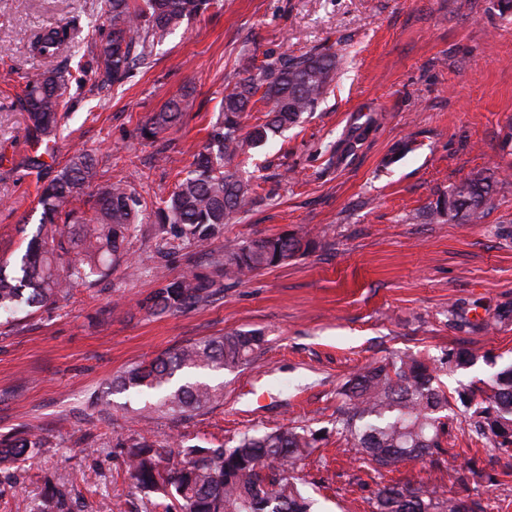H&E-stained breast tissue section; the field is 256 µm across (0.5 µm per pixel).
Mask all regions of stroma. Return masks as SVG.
Listing matches in <instances>:
<instances>
[{
	"instance_id": "35a3bbf8",
	"label": "stroma",
	"mask_w": 512,
	"mask_h": 512,
	"mask_svg": "<svg viewBox=\"0 0 512 512\" xmlns=\"http://www.w3.org/2000/svg\"><path fill=\"white\" fill-rule=\"evenodd\" d=\"M79 18L77 53L101 25L100 0H0V261L19 259L35 232L39 186L75 151H91L102 181L143 202L141 224L109 278L0 322V437L34 431L46 446L0 473V512H36L47 485L78 512H153L126 472L133 440L228 442L286 426L320 433L299 463L314 512H372L387 483L469 495L484 512H512V452L478 442L471 408L453 402L444 436L455 470L414 461L375 472L334 429L341 385L359 368L417 354L447 392L512 364V0H218L158 46L148 64L99 100L69 83L55 156L18 94L25 74L51 67L27 34ZM336 55V78L314 112L242 157L257 195L202 243L173 239L154 211L184 177L216 119L227 82L281 56ZM193 103L156 142L139 128L172 96ZM496 189L477 224L431 223L430 203L471 171ZM310 247L288 264L225 285L207 305L152 314L141 301L158 277L215 276L230 241L283 231ZM236 330L263 342L249 364L211 372L218 404L146 411L148 394L113 382L131 366ZM466 347L475 365L451 368Z\"/></svg>"
}]
</instances>
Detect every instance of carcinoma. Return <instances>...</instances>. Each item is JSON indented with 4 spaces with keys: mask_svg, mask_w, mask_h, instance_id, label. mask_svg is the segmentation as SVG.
Returning <instances> with one entry per match:
<instances>
[{
    "mask_svg": "<svg viewBox=\"0 0 512 512\" xmlns=\"http://www.w3.org/2000/svg\"><path fill=\"white\" fill-rule=\"evenodd\" d=\"M213 0H102L107 32L90 41L88 58L75 73L69 67L47 68L26 76L20 103L32 130L55 139L60 113L69 109L64 98L69 82L90 85L98 94L111 92L145 64L154 49L183 25L206 12ZM77 23L44 29L31 39L32 50L55 58L63 53ZM336 71V56L316 52L285 55L228 85L216 121L193 162L168 198L156 210L159 223L169 225L178 240L203 243L248 210L254 185L239 174L238 158L245 148L296 124L326 94ZM271 104L268 119L248 132L244 121L253 98ZM191 107L188 95L169 99L140 128L150 140L175 128ZM493 202V186L484 171L470 172L440 195L428 209L429 219L450 217L464 224L480 221ZM142 200L122 181H98L96 159L75 152L37 196L40 218L14 271L0 266V316L25 305L40 307L71 289L103 277L112 256L132 226L139 223ZM310 246L296 233L245 241L214 258L219 276L235 283L249 274L288 263ZM223 284L191 273L162 279L144 300L152 313L178 312L203 305L221 292ZM255 331L234 332L181 346L145 361L119 378L120 385L157 395L154 410L186 412L220 400V390L205 381H187L174 388L180 371L233 370L247 363L260 347ZM435 368L419 356L369 364L345 383L346 406L336 418V433L374 470L389 472L411 461L455 457L442 447L451 411L446 391L434 384ZM457 400L474 407L473 429L502 452L512 450V365L498 371L481 387L456 391ZM319 441L317 433L283 427L263 434L245 433L235 444L192 445L179 449L175 470L161 463L156 443L142 437L126 454L129 477L155 494L154 512H311V502L296 475L298 463ZM45 446L38 433L0 441V469L32 458ZM37 512H73L68 494L48 491ZM374 512H473L464 497L440 498L423 486L385 485L378 489Z\"/></svg>",
    "mask_w": 512,
    "mask_h": 512,
    "instance_id": "obj_1",
    "label": "carcinoma"
}]
</instances>
